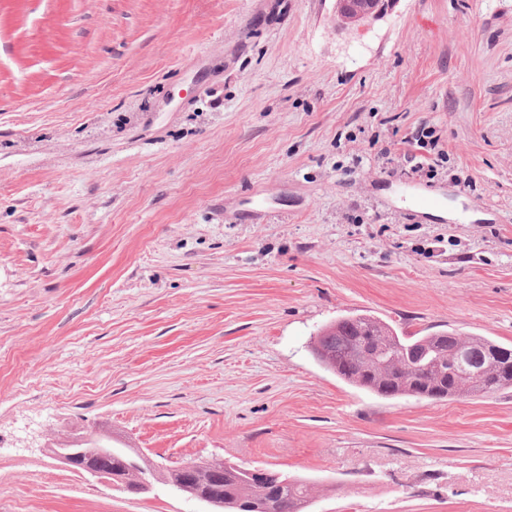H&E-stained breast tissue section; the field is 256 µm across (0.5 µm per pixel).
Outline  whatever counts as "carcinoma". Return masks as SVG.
I'll use <instances>...</instances> for the list:
<instances>
[{"label": "carcinoma", "mask_w": 512, "mask_h": 512, "mask_svg": "<svg viewBox=\"0 0 512 512\" xmlns=\"http://www.w3.org/2000/svg\"><path fill=\"white\" fill-rule=\"evenodd\" d=\"M472 348L470 370L456 367L455 353ZM495 342L442 330L427 336H400L382 319L349 314L321 328L311 342L313 355L343 381L382 398L423 401L487 398L512 387V371L484 356ZM272 486L252 483L242 467L224 466L221 481L203 477L200 490L223 504V512H304L310 480L280 474Z\"/></svg>", "instance_id": "obj_1"}]
</instances>
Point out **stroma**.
Wrapping results in <instances>:
<instances>
[{
	"label": "stroma",
	"mask_w": 512,
	"mask_h": 512,
	"mask_svg": "<svg viewBox=\"0 0 512 512\" xmlns=\"http://www.w3.org/2000/svg\"><path fill=\"white\" fill-rule=\"evenodd\" d=\"M335 3L0 0V512H209L63 467L75 431L309 512H512V388L388 400L310 348L512 346V0ZM353 0H336V19L340 25H359L382 16L396 0H371L367 7L359 8ZM242 468L224 464L221 481L215 482L210 476H204L199 482L201 492L209 495L210 501L222 503L220 509L224 512H305L309 507L308 478L273 471L280 476L272 485H283L277 490L250 482Z\"/></svg>",
	"instance_id": "1"
}]
</instances>
